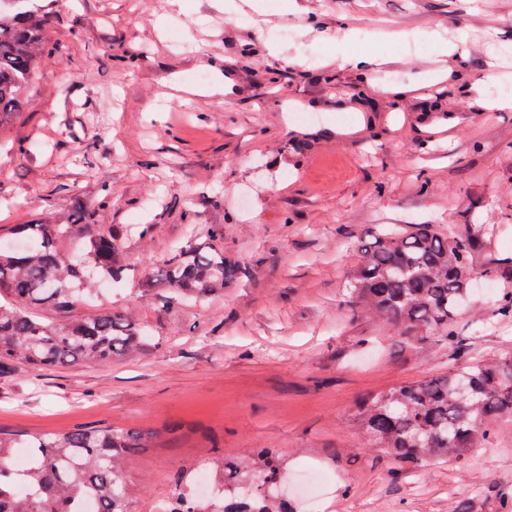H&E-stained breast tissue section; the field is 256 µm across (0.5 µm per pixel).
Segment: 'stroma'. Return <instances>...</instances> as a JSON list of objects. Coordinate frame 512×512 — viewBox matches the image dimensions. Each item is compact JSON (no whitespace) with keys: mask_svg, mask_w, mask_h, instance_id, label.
I'll return each mask as SVG.
<instances>
[{"mask_svg":"<svg viewBox=\"0 0 512 512\" xmlns=\"http://www.w3.org/2000/svg\"><path fill=\"white\" fill-rule=\"evenodd\" d=\"M43 55L0 129V241L82 213L113 230L127 275L45 320L112 309L151 333L109 364L0 371V433L146 435L124 462L130 512H155L208 453L277 451L292 483L328 480L323 512H496L512 497V419L468 458L394 475L352 424L365 395L463 366L345 305L353 241L373 224L498 225L484 255L512 289V88L503 0H42ZM251 56H244V49ZM395 95L353 96V57ZM230 80L210 94L216 71ZM320 90L311 98V90ZM469 107L467 118L454 102ZM151 224L143 234V224ZM237 281L202 303L146 291L191 237ZM468 357L512 354V318L474 295ZM467 357V358H468Z\"/></svg>","mask_w":512,"mask_h":512,"instance_id":"obj_1","label":"stroma"}]
</instances>
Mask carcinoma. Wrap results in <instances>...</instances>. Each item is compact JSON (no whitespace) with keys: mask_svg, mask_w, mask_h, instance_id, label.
<instances>
[{"mask_svg":"<svg viewBox=\"0 0 512 512\" xmlns=\"http://www.w3.org/2000/svg\"><path fill=\"white\" fill-rule=\"evenodd\" d=\"M49 25L40 0H0V129L22 109L49 44ZM72 236L84 240L86 257L67 265L57 241ZM219 237L213 230L175 249L149 287L163 288L175 300L223 294L238 266L217 247ZM483 239L481 230L445 231L437 224L376 226L356 247L347 310L354 318L386 320L407 340L448 345L464 357L458 318L474 292ZM124 273L121 244L100 224L19 225L14 241L0 244V295L9 298L0 303V365L109 363L141 349L148 332L120 312L56 322L33 312L71 307L78 287L94 286L90 274L116 280ZM482 273L493 279L497 268L485 266ZM506 417H512V354L369 394L353 412L356 426L400 473L435 459L465 458ZM141 440L114 428L39 436L25 444L34 449V462L20 472L12 460L17 443L0 436V512H77L87 496L98 499L99 512H129L122 467ZM203 464L223 479L224 496L198 504L180 490L158 512H230L225 500L251 497L259 502L255 512H292L277 494L285 474L274 452L214 453ZM22 483L34 490L32 497L17 496Z\"/></svg>","mask_w":512,"mask_h":512,"instance_id":"cac0c4a2","label":"carcinoma"}]
</instances>
